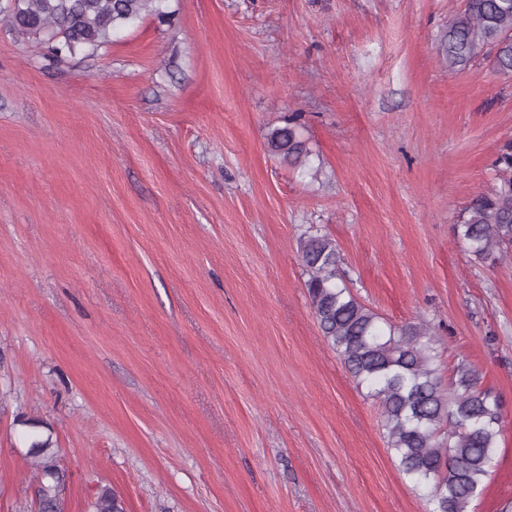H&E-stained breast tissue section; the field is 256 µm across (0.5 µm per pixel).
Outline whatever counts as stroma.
Returning <instances> with one entry per match:
<instances>
[{
  "instance_id": "35a3bbf8",
  "label": "stroma",
  "mask_w": 512,
  "mask_h": 512,
  "mask_svg": "<svg viewBox=\"0 0 512 512\" xmlns=\"http://www.w3.org/2000/svg\"><path fill=\"white\" fill-rule=\"evenodd\" d=\"M57 59L0 0V512H35L24 421L67 512H425L323 338L299 242L426 321L442 377L504 402L471 512H512V259L452 227L512 138V77L449 71L465 0H166ZM296 121L298 164L270 153ZM27 455L36 461L37 478L39 480L37 512H66L65 498L60 494L66 485L68 476L56 462L58 448L50 435L41 433L40 422L31 420L25 423ZM90 512H124V508L119 495L105 487L95 494Z\"/></svg>"
}]
</instances>
